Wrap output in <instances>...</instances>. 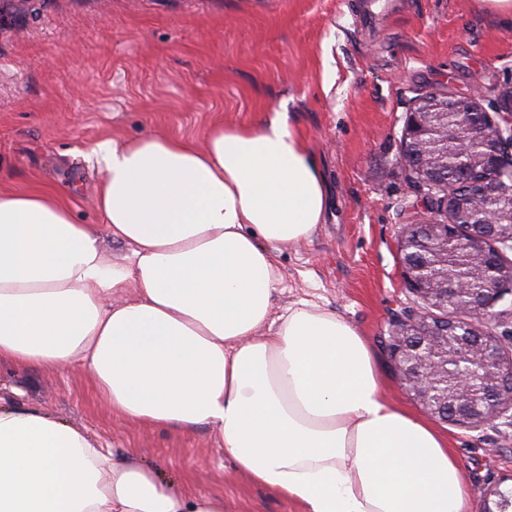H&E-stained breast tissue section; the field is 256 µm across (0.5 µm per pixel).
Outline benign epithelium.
Returning <instances> with one entry per match:
<instances>
[{
  "label": "benign epithelium",
  "mask_w": 512,
  "mask_h": 512,
  "mask_svg": "<svg viewBox=\"0 0 512 512\" xmlns=\"http://www.w3.org/2000/svg\"><path fill=\"white\" fill-rule=\"evenodd\" d=\"M408 191L429 218L420 245L397 242L403 284L419 299L385 344L404 392L431 417L468 429L512 411V338L488 330L512 296V99L490 115L479 92H431L405 113Z\"/></svg>",
  "instance_id": "7a95c632"
}]
</instances>
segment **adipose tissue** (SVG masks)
Here are the masks:
<instances>
[{
	"mask_svg": "<svg viewBox=\"0 0 512 512\" xmlns=\"http://www.w3.org/2000/svg\"><path fill=\"white\" fill-rule=\"evenodd\" d=\"M99 154L102 227L56 194L0 191V364L81 361L113 413L208 427L237 473L301 512H472L458 459L388 401L360 332L306 300L274 310L276 250L329 212L322 162L286 109L215 125L201 147L155 133ZM109 238L126 262L107 261ZM0 512H224V497L41 409L0 406Z\"/></svg>",
	"mask_w": 512,
	"mask_h": 512,
	"instance_id": "adipose-tissue-1",
	"label": "adipose tissue"
}]
</instances>
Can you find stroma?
I'll return each mask as SVG.
<instances>
[{"label": "stroma", "mask_w": 512, "mask_h": 512, "mask_svg": "<svg viewBox=\"0 0 512 512\" xmlns=\"http://www.w3.org/2000/svg\"><path fill=\"white\" fill-rule=\"evenodd\" d=\"M0 190L52 191L80 224H101L96 149L155 132L204 144L211 124H253L286 106L332 186L311 240L282 248L274 309L307 300L376 350L387 395L413 414L384 339L414 296L397 239L426 212L408 194L405 113L429 92L494 113L512 98V28L477 0H0ZM336 69L324 90L325 63ZM0 401L134 448L171 478L224 496L225 512H300L236 474L209 428L181 435L114 415L87 368L0 367ZM475 512L512 488V413L468 429L439 424Z\"/></svg>", "instance_id": "obj_1"}]
</instances>
